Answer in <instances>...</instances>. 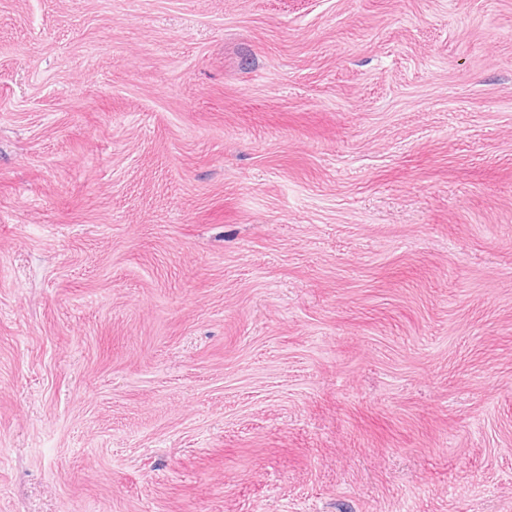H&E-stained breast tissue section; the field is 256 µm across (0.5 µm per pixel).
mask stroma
I'll list each match as a JSON object with an SVG mask.
<instances>
[{"label":"stroma","instance_id":"35a3bbf8","mask_svg":"<svg viewBox=\"0 0 512 512\" xmlns=\"http://www.w3.org/2000/svg\"><path fill=\"white\" fill-rule=\"evenodd\" d=\"M0 512H512V0H0Z\"/></svg>","mask_w":512,"mask_h":512}]
</instances>
